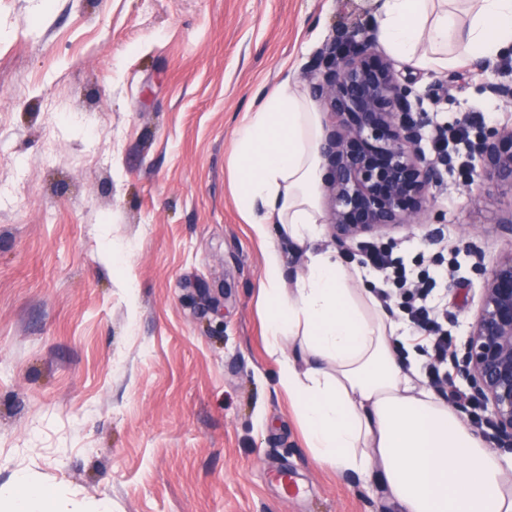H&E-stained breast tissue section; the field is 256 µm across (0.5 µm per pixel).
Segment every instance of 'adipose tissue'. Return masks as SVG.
Wrapping results in <instances>:
<instances>
[{
	"label": "adipose tissue",
	"mask_w": 512,
	"mask_h": 512,
	"mask_svg": "<svg viewBox=\"0 0 512 512\" xmlns=\"http://www.w3.org/2000/svg\"><path fill=\"white\" fill-rule=\"evenodd\" d=\"M460 26L448 0H375L378 36L401 60L441 71L460 57L494 59L512 45V0H470ZM322 117L305 90L281 82L234 131L235 205L264 242L268 349L315 459L337 475L377 480L399 512H512V458L483 440L416 379L413 349L363 273L315 250L323 214ZM305 246L284 287L272 234ZM291 338L300 359L281 355Z\"/></svg>",
	"instance_id": "adipose-tissue-1"
}]
</instances>
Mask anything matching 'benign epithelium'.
Returning <instances> with one entry per match:
<instances>
[{
	"mask_svg": "<svg viewBox=\"0 0 512 512\" xmlns=\"http://www.w3.org/2000/svg\"><path fill=\"white\" fill-rule=\"evenodd\" d=\"M373 56L370 35L354 30L345 48L325 52L312 86L330 126L320 147L328 169V223L342 240L414 222L438 179L436 164L419 146L415 82L372 62ZM477 153L484 172L512 191V129H485ZM457 369L489 411L496 444L512 448V251L488 273Z\"/></svg>",
	"mask_w": 512,
	"mask_h": 512,
	"instance_id": "benign-epithelium-1",
	"label": "benign epithelium"
}]
</instances>
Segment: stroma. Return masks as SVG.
I'll use <instances>...</instances> for the list:
<instances>
[{
	"label": "stroma",
	"instance_id": "stroma-1",
	"mask_svg": "<svg viewBox=\"0 0 512 512\" xmlns=\"http://www.w3.org/2000/svg\"><path fill=\"white\" fill-rule=\"evenodd\" d=\"M373 22L367 0H0V487L28 479L58 512H397L305 443L227 167L259 91L311 88L324 45ZM391 65L423 135L475 105L512 124L484 90L512 85V48L459 84ZM440 171L412 226L319 245L350 267L374 241L459 257L461 346L512 192Z\"/></svg>",
	"mask_w": 512,
	"mask_h": 512
}]
</instances>
